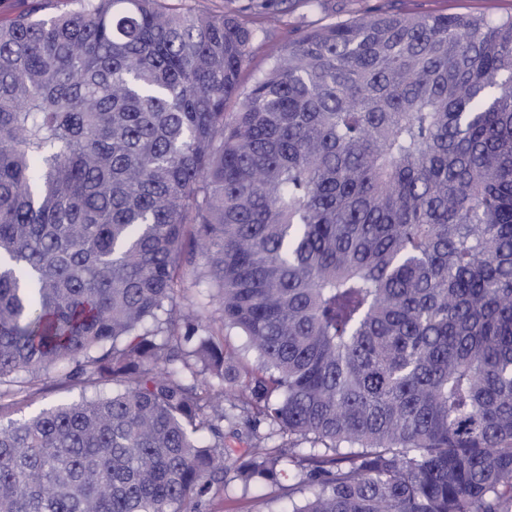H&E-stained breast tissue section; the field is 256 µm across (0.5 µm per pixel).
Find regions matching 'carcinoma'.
Here are the masks:
<instances>
[{
    "label": "carcinoma",
    "instance_id": "cac0c4a2",
    "mask_svg": "<svg viewBox=\"0 0 512 512\" xmlns=\"http://www.w3.org/2000/svg\"><path fill=\"white\" fill-rule=\"evenodd\" d=\"M161 2L0 21V388L116 385L0 422V512L286 465L290 512H512V14L306 28L244 89L247 17L311 0ZM199 257L250 369L177 302Z\"/></svg>",
    "mask_w": 512,
    "mask_h": 512
}]
</instances>
